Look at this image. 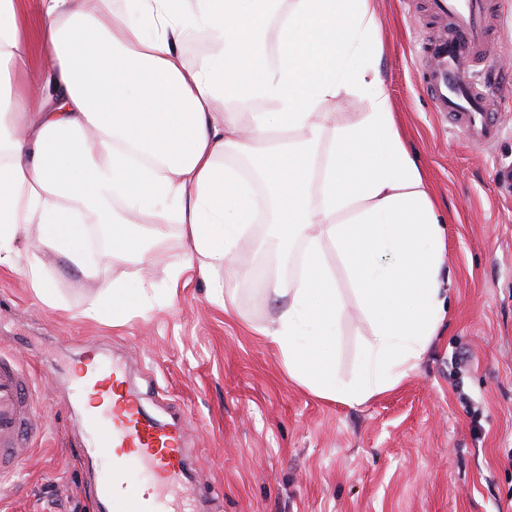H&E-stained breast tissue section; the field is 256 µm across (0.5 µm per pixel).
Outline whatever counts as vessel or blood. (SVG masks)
<instances>
[{"mask_svg": "<svg viewBox=\"0 0 512 512\" xmlns=\"http://www.w3.org/2000/svg\"><path fill=\"white\" fill-rule=\"evenodd\" d=\"M429 18L449 22L447 33L426 38L417 65L434 111L448 115L475 145L491 143L501 126L489 108L487 86L476 73L490 70L487 46L493 30L492 0H426ZM72 393L88 402V445L107 457L111 477L104 493L112 512H199L185 486L189 452L180 422L160 424L142 408L121 365L88 356ZM26 369L0 355V486L14 482L21 448L41 429ZM135 464L146 478L128 474Z\"/></svg>", "mask_w": 512, "mask_h": 512, "instance_id": "1", "label": "vessel or blood"}]
</instances>
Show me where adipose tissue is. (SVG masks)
I'll list each match as a JSON object with an SVG mask.
<instances>
[{
	"label": "adipose tissue",
	"mask_w": 512,
	"mask_h": 512,
	"mask_svg": "<svg viewBox=\"0 0 512 512\" xmlns=\"http://www.w3.org/2000/svg\"><path fill=\"white\" fill-rule=\"evenodd\" d=\"M39 2L42 68L23 91L22 0H0V267L23 269L51 305L41 256L98 278L78 243L98 224L108 259L140 269L176 224L218 300L220 269L265 223L297 253L296 275L267 283L286 303L261 330L289 378L359 405L417 370L443 321L445 219L365 63L382 50L372 0ZM199 33L212 50L191 63L183 46ZM348 94L364 110L340 123L328 107ZM329 253L374 326L351 384L336 377L343 305ZM148 303L116 280L86 315L119 321Z\"/></svg>",
	"instance_id": "adipose-tissue-1"
}]
</instances>
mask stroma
I'll return each instance as SVG.
<instances>
[{
	"mask_svg": "<svg viewBox=\"0 0 512 512\" xmlns=\"http://www.w3.org/2000/svg\"><path fill=\"white\" fill-rule=\"evenodd\" d=\"M383 50L371 66L385 81L412 150L446 217L445 318L418 370L360 405L319 398L291 380L278 348L262 336L277 301L256 297L274 277L257 247L240 250L220 278L234 291L225 312L185 271L171 285L167 264L182 252L171 225L154 266L114 263L86 282L59 259L46 261L58 305L42 303L21 272L0 267V350L34 376L44 433L21 457L20 477L0 493V512H100L103 454L78 456L85 410L72 398V371L95 349L118 361L144 409L186 423L191 483L207 487L215 512H512V0H494L488 53L502 60L491 106L501 135L479 147L422 87L415 52L428 35L422 0H373ZM347 314L335 344L336 374L356 381L373 342L343 270ZM144 289L151 307L115 323L86 317L106 284ZM56 368L40 378L42 365Z\"/></svg>",
	"mask_w": 512,
	"mask_h": 512,
	"instance_id": "obj_1",
	"label": "stroma"
}]
</instances>
